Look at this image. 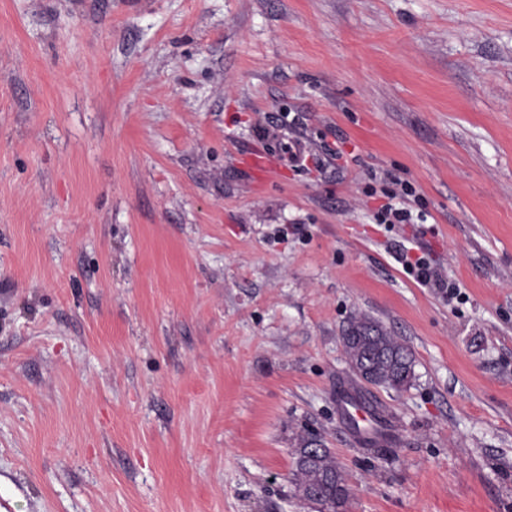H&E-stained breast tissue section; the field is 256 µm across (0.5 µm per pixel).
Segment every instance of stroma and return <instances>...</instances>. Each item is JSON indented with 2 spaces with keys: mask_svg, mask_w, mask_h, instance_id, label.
Returning a JSON list of instances; mask_svg holds the SVG:
<instances>
[{
  "mask_svg": "<svg viewBox=\"0 0 512 512\" xmlns=\"http://www.w3.org/2000/svg\"><path fill=\"white\" fill-rule=\"evenodd\" d=\"M308 434L348 512H512V0H0V512H313ZM395 186L386 194L388 201L381 205L375 213L376 224H385L388 231H392L396 226L405 224L415 225L424 224L426 219L418 212L415 216L412 210L407 206L408 196H412L414 189L407 181L400 179H391ZM414 248L407 247L404 243L399 244L393 250V258L399 263L404 272L413 278L414 282L423 288H434L440 297L448 303L463 302L465 295L460 286L441 279L428 254H412ZM342 336H348L342 343L347 361L353 367L365 360L366 371L381 388L399 392L412 384L415 372L410 349L377 321L356 316ZM314 441L316 439L309 437L299 439V446L295 449L296 461L291 483L296 486L295 494L302 500L317 505L313 502L316 497L307 491L312 490L314 494L331 502L334 506L333 512H338L349 501V487L335 457L327 448L324 449L321 442H315L309 452L313 455L317 448L319 452L324 450L316 454L312 461L306 458L307 448Z\"/></svg>",
  "mask_w": 512,
  "mask_h": 512,
  "instance_id": "35a3bbf8",
  "label": "stroma"
}]
</instances>
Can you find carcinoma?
<instances>
[{
	"label": "carcinoma",
	"instance_id": "carcinoma-1",
	"mask_svg": "<svg viewBox=\"0 0 512 512\" xmlns=\"http://www.w3.org/2000/svg\"><path fill=\"white\" fill-rule=\"evenodd\" d=\"M343 342L348 362H365L367 372L381 388L402 391L415 378L414 359L408 346L392 335L377 321L365 315L354 317L343 331ZM314 439L302 437L295 449V469L291 483L331 502L334 509L348 503L350 490L335 457L325 449L313 459L306 451Z\"/></svg>",
	"mask_w": 512,
	"mask_h": 512
}]
</instances>
